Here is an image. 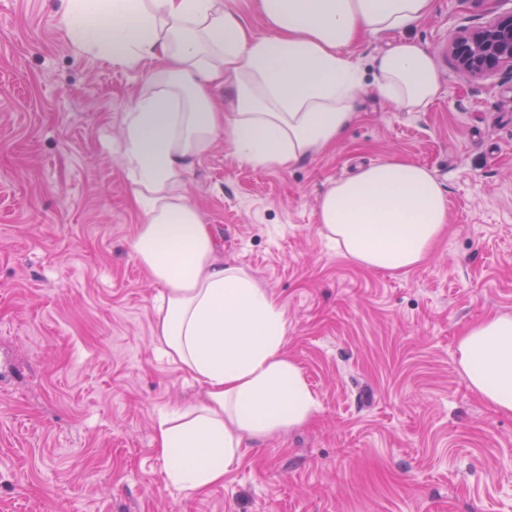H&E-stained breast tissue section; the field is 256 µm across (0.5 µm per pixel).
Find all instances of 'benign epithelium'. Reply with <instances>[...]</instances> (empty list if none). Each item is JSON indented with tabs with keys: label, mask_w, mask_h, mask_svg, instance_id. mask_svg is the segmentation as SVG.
Instances as JSON below:
<instances>
[{
	"label": "benign epithelium",
	"mask_w": 512,
	"mask_h": 512,
	"mask_svg": "<svg viewBox=\"0 0 512 512\" xmlns=\"http://www.w3.org/2000/svg\"><path fill=\"white\" fill-rule=\"evenodd\" d=\"M448 48L456 68L471 77L485 78L502 69L512 73V7L482 25L462 29Z\"/></svg>",
	"instance_id": "benign-epithelium-1"
}]
</instances>
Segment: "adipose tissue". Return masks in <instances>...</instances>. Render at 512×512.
Instances as JSON below:
<instances>
[{
  "instance_id": "obj_1",
  "label": "adipose tissue",
  "mask_w": 512,
  "mask_h": 512,
  "mask_svg": "<svg viewBox=\"0 0 512 512\" xmlns=\"http://www.w3.org/2000/svg\"><path fill=\"white\" fill-rule=\"evenodd\" d=\"M255 36L225 0H59L72 49L129 69L152 62L127 113L119 159L141 222L130 246L161 285L155 334L164 355L204 386L201 404L159 412L165 481L202 491L223 483L245 444L312 421L318 403L285 350L283 305L241 267L217 257L185 173L216 135L255 167L288 169L342 139L365 90L401 112L440 94L429 49L406 30L435 0H255ZM395 34L373 81L350 53L363 36ZM224 89L216 107L213 87ZM319 229L353 263L405 273L430 255L448 222L435 173L399 156L331 183ZM469 387L512 414V314L470 325L457 344Z\"/></svg>"
}]
</instances>
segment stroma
Here are the masks:
<instances>
[{
	"label": "stroma",
	"instance_id": "1",
	"mask_svg": "<svg viewBox=\"0 0 512 512\" xmlns=\"http://www.w3.org/2000/svg\"><path fill=\"white\" fill-rule=\"evenodd\" d=\"M58 0H0V512H512V415L459 366L458 338L512 313V73H459L448 42L499 0H437L410 35L439 68L422 112L365 94L336 144L286 169L216 139L186 176L218 254L284 306L286 351L319 404L205 491L164 482L154 426L204 398L159 351L162 288L116 158L152 68L75 54ZM401 156L448 197V228L403 274L352 263L316 201Z\"/></svg>",
	"mask_w": 512,
	"mask_h": 512
}]
</instances>
